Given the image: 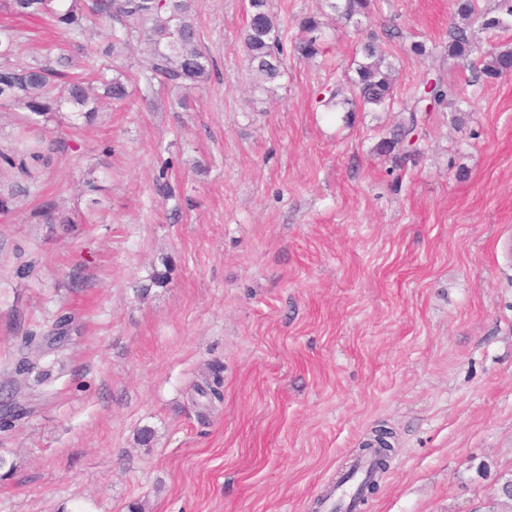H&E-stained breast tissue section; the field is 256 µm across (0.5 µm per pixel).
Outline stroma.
<instances>
[{
    "label": "stroma",
    "instance_id": "obj_1",
    "mask_svg": "<svg viewBox=\"0 0 512 512\" xmlns=\"http://www.w3.org/2000/svg\"><path fill=\"white\" fill-rule=\"evenodd\" d=\"M454 3L324 15L322 55L285 51L263 90L245 0H197L217 71L189 108L162 92L78 129L0 113V152L58 147L0 214V395L23 383L26 410L0 430V512H315L379 425L397 451L363 512H489L512 479V76L449 67ZM372 37L393 108L322 112ZM427 71L464 113L432 108L397 171L375 147ZM30 336L45 352L13 381ZM214 378L221 399L198 395Z\"/></svg>",
    "mask_w": 512,
    "mask_h": 512
}]
</instances>
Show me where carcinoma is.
Returning <instances> with one entry per match:
<instances>
[{
  "label": "carcinoma",
  "mask_w": 512,
  "mask_h": 512,
  "mask_svg": "<svg viewBox=\"0 0 512 512\" xmlns=\"http://www.w3.org/2000/svg\"><path fill=\"white\" fill-rule=\"evenodd\" d=\"M333 12L348 19L368 18L375 10V0H325ZM0 5L19 18H45L59 31L53 51L32 64L12 62L16 34L0 29V110L24 112L26 120L37 126L66 110L73 120L90 123L95 120L101 100L123 104L130 100L132 90L118 62L127 50L136 47L145 53L142 65L143 86L137 88L142 103L148 105L155 87L181 94V101L205 88L214 73V60L195 20V0H0ZM496 17H486L478 0H456V15L461 22L448 27V60L467 62L472 70V82L491 81L512 72V46L503 45L480 60L470 57L476 52L471 40L470 22L481 20V29L512 30V0H497ZM246 25L242 43L254 83L261 86L282 76L281 56L284 53L282 35L285 25L271 12L269 0H247ZM317 15L304 17L300 27L307 36L294 42V56L312 60L321 55V46L314 33L320 30ZM90 29L100 30L109 43L98 55L88 78L70 75L74 67V48ZM361 59L353 60L354 75L336 81L321 98L325 110L342 108L345 118L356 111L355 102L372 110L388 111L395 103L394 79L391 66L381 47L373 40L360 46ZM446 104L454 111L463 101L461 90L440 76L426 74L414 87L413 103L405 116L382 139L378 150L396 163H404L420 153L415 135L424 121V102ZM51 162L50 153L40 144L13 154L0 153V175L14 170L35 183L39 169ZM391 432L378 429L372 439L359 449L373 456L376 475L386 466L378 465V453L371 448L379 443L384 459L391 458ZM495 504L512 512V481L497 489Z\"/></svg>",
  "instance_id": "cac0c4a2"
}]
</instances>
